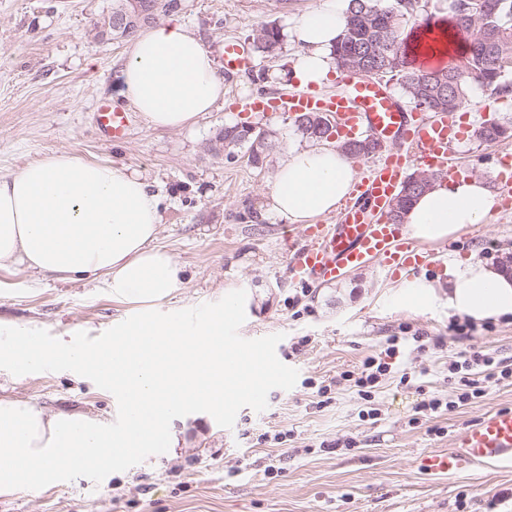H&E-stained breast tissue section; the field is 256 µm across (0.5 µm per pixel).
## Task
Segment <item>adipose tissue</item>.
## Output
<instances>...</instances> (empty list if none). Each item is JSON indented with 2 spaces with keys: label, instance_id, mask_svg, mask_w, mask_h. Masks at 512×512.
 I'll return each instance as SVG.
<instances>
[{
  "label": "adipose tissue",
  "instance_id": "1",
  "mask_svg": "<svg viewBox=\"0 0 512 512\" xmlns=\"http://www.w3.org/2000/svg\"><path fill=\"white\" fill-rule=\"evenodd\" d=\"M346 25L344 0H322L301 15L293 35L301 46L291 76L301 87L327 81L334 66L329 51ZM125 107L156 128L182 129L224 102V78L213 53L178 18L141 32L116 75ZM354 160L340 147L316 144L289 148L263 202L266 214L286 224H310L335 210L352 186ZM497 205L482 179L436 183L415 199L404 218L409 237L446 241L485 223ZM159 201L137 173L72 153H53L8 176L0 175V267L49 274L60 281L103 278L113 298L153 304L182 284V269L156 244ZM415 304L448 290V306L476 320L512 314V276L470 258L458 262L447 285L420 277L403 281ZM54 357L76 369H92L120 394L127 413L139 418L133 431L104 434L84 419L47 414L36 403L0 399V454L15 465L0 494L45 487V473L66 464L62 448L82 450V469L103 467L111 448L151 443L158 408L203 403L219 408L238 391L225 387L224 320H202L193 336L176 320L142 317L121 339L87 364L70 345Z\"/></svg>",
  "mask_w": 512,
  "mask_h": 512
}]
</instances>
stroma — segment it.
I'll list each match as a JSON object with an SVG mask.
<instances>
[{
  "mask_svg": "<svg viewBox=\"0 0 512 512\" xmlns=\"http://www.w3.org/2000/svg\"><path fill=\"white\" fill-rule=\"evenodd\" d=\"M319 2L179 0L174 13H159L160 23L179 17L219 58L225 42H252L264 24L277 25L283 40L276 56L253 52L251 71L225 78L223 105L195 126L157 130L134 112L126 137L115 143L96 123L99 105L115 94L114 73L129 46L96 34L112 0H0V175L51 152L141 172L160 198L157 244L182 267L181 288L153 315L173 318L235 294L237 336L272 351L261 371L263 407L239 401L220 422L206 409H179L164 424L173 447L96 474L68 469L64 484L0 495V512H488L492 501L512 512V471L487 466L432 476L417 464L448 449L483 414L512 408V379L442 415L416 413L424 399L450 392L448 361L457 353L492 352L512 368V316L476 322L470 338H452L448 326L457 315L447 298L416 308L406 303L400 278L375 263L303 286L289 271L286 243L302 225L261 216L282 152L306 143L292 116L261 121L276 143L262 166L244 152L229 157L212 149L224 127L245 122L237 105L252 92L296 90L289 74L298 50L293 20ZM461 113L470 130L486 122L512 126V95L472 86ZM506 152L512 139L464 137V175L492 183L496 159ZM425 251L442 266L437 273L418 269L428 280H447L446 268L457 259L501 264L512 256V213H492ZM132 313L103 280L60 282L0 268V341L37 333L52 347L79 336L108 347L116 324ZM393 335L406 342L374 391L379 415L361 420L365 404L342 374L384 353ZM322 382L331 386L325 404L315 389ZM0 398L30 400L47 413L80 415L108 430L120 405L92 373H38L3 363ZM271 463L277 473L265 474Z\"/></svg>",
  "mask_w": 512,
  "mask_h": 512,
  "instance_id": "obj_1",
  "label": "stroma"
}]
</instances>
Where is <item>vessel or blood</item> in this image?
Masks as SVG:
<instances>
[{"mask_svg": "<svg viewBox=\"0 0 512 512\" xmlns=\"http://www.w3.org/2000/svg\"><path fill=\"white\" fill-rule=\"evenodd\" d=\"M253 58L246 45H224V72L248 71ZM346 90L333 96L314 92L270 96L253 93L241 106L253 119L275 114L319 112L330 117L338 132L366 135L380 141L383 155L359 172L351 191L340 203L335 224L305 227L301 242L292 243L290 272L304 282L333 280L343 272L380 263L390 272L424 264L421 247L408 237L402 225L380 221L399 192L407 170L417 166L456 177V122L444 112L416 114L405 106L388 84L349 74ZM100 129L112 140H122L127 115L118 107L102 105L97 112ZM236 310L224 314V348L231 360L243 357L266 361L264 347L240 343L232 332ZM473 465L512 466V409H500L480 417L454 437L451 448L423 455L422 472L450 476Z\"/></svg>", "mask_w": 512, "mask_h": 512, "instance_id": "b4317fda", "label": "vessel or blood"}]
</instances>
